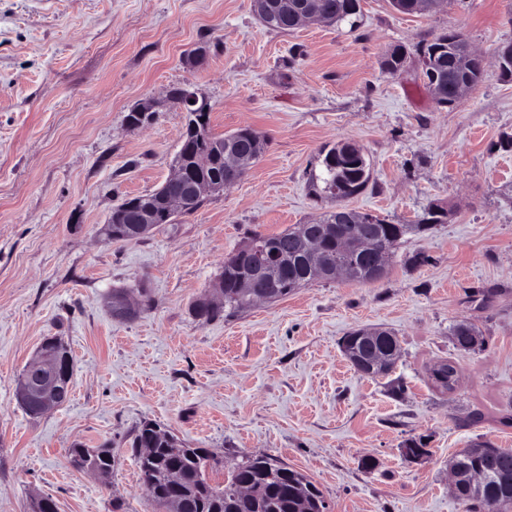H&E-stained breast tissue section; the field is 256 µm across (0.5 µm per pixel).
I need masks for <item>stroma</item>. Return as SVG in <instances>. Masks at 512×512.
<instances>
[{
  "label": "stroma",
  "mask_w": 512,
  "mask_h": 512,
  "mask_svg": "<svg viewBox=\"0 0 512 512\" xmlns=\"http://www.w3.org/2000/svg\"><path fill=\"white\" fill-rule=\"evenodd\" d=\"M357 29L263 25L252 0H0V512H153L130 442L153 422L216 461L223 482L244 456L269 455L311 478L329 512H464L448 461L473 440L512 448V78L495 63L512 44V0H445L407 15L360 0ZM463 33L487 63L482 82L439 107L419 45ZM208 45L200 69L188 52ZM407 64L381 68L393 49ZM191 85L223 135L248 126L268 140L240 182L144 238L115 242L103 225L125 198L171 174L185 114L167 90ZM158 101L154 120L126 114ZM357 143L371 172L349 208L414 224L388 275L312 283L274 303L203 321L193 306L224 258L252 233L276 234L330 210L311 175L321 149ZM429 261L409 266L405 257ZM147 289L150 309L119 320L111 292ZM492 293L486 305L474 290ZM474 323L480 349L457 351L451 329ZM394 331L401 357L384 378L345 358L350 331ZM74 363L70 399L39 418L16 400L44 337ZM454 361V391L430 366ZM403 385L394 394V385ZM428 453L405 459L406 442ZM110 443L108 483L74 468L72 444ZM376 462L365 469V459Z\"/></svg>",
  "instance_id": "obj_1"
}]
</instances>
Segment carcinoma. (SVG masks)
I'll list each match as a JSON object with an SVG mask.
<instances>
[{
  "label": "carcinoma",
  "instance_id": "carcinoma-1",
  "mask_svg": "<svg viewBox=\"0 0 512 512\" xmlns=\"http://www.w3.org/2000/svg\"><path fill=\"white\" fill-rule=\"evenodd\" d=\"M319 11L326 17V22L338 24L350 23V28L357 27L360 12L359 0H317ZM298 0H275L270 5L266 0H253V9L259 19L268 27L287 33L298 27L294 13ZM466 38L459 32H446L423 44L420 56H427L431 61L436 77L437 88L448 92V87L458 83L476 85L482 78L483 69L479 64L463 69L458 66V56L464 50ZM142 114L141 124H149L155 111L148 102H141L126 115V122L134 126L135 114ZM211 106L187 114V120L181 134V145L177 158L196 178L221 187L228 179H241L243 174L224 169V162L215 158L206 168L195 164L196 154L208 148L212 152H224L228 147H236L257 160L265 148V140L250 127L218 136L211 130ZM337 146L333 145L321 151L319 173L315 175V192L325 195L333 201H343L363 193L371 181L368 163L355 155H336ZM158 199V193L152 192L138 196L139 205L135 209L117 206L112 211L111 228L116 232L115 240L132 241L143 238L141 234L130 231V226L140 222L142 210L151 207ZM437 208L426 209L418 224L409 227L406 224H391L386 220L370 214L356 211L349 212L345 206H337L326 212L318 221L324 230V255L333 262L342 237L357 232L372 235L394 246L409 230L425 232L437 223ZM245 269L244 260L235 254L224 258V266L218 275L224 283V301L214 306L195 310V315L207 321L220 317H231L251 306L250 298L236 288V283ZM316 281L314 272L308 266L302 251H285L279 260V275L273 285L258 283L260 289H271L275 299L281 300L297 288ZM397 337L393 334L381 340L376 348L390 365H395L400 350L395 348ZM41 347L53 354L55 358L73 362L70 348L59 336H49L43 340ZM455 363L446 360L434 365L431 372L441 380L439 387L452 390L456 381ZM131 447L136 459H141L142 449H153V460L138 465L142 483L151 487L149 499L155 508L177 501L182 512H297V506L314 499L324 500L322 492L303 473L286 469L288 476L279 474L283 468L277 459L267 455L245 456L224 478V483L214 484L206 474V461L209 457L204 448H188L174 434L167 430L157 433L150 424H143L134 436ZM71 461L80 469H98L107 473L112 471V446L103 444L97 448H85L75 445L69 450ZM492 454L502 458L506 467L512 468V448H494L486 442L478 441L462 449L451 461L450 468L455 472L458 493L455 497L465 506V512H492L497 504H502L499 512H512V486L507 487L495 471L485 474L482 488H469L471 472L481 467L483 458ZM250 483L262 489L258 497L242 499L236 496L239 485Z\"/></svg>",
  "mask_w": 512,
  "mask_h": 512
}]
</instances>
